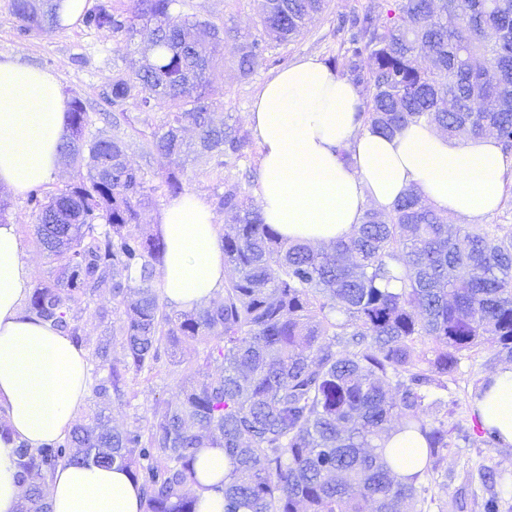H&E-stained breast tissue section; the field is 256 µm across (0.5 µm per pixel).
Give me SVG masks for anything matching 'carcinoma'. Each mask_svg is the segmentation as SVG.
<instances>
[{
  "mask_svg": "<svg viewBox=\"0 0 512 512\" xmlns=\"http://www.w3.org/2000/svg\"><path fill=\"white\" fill-rule=\"evenodd\" d=\"M179 0H102L82 23L119 43L139 41L144 63L112 78L103 100L112 124L130 122L134 102L161 127L144 139L166 160L158 180L133 167L120 137L90 133L92 117L70 103L59 147L76 177L55 191L36 187L27 204L38 245L57 263L33 288L26 313L83 346L81 313L105 288L119 318L88 388L94 408L64 438L15 447L19 512H51L43 484L63 464L116 466L139 484L146 512H196L199 449L222 448L230 468L215 489L224 512H429L437 467L451 447L448 377L466 352L489 344L512 361V231L463 224L448 232L418 188L388 210L366 211L347 240L324 247L290 242L264 223L241 184L224 181L217 210L224 267L231 274L209 304L168 311L153 280L166 245L146 234L141 211L157 192L183 191L180 133L197 134L194 161L219 174L247 159L251 132L215 122L210 73L236 60L242 77L291 42L328 0H261L263 36L241 39L209 18L177 20ZM24 34L61 28L58 0H9ZM345 46L339 74L366 92L357 119L392 135L410 123L450 136L495 135L512 154V0H380L338 16ZM186 345L196 361L183 364ZM187 372L173 399L158 400L145 429L112 422L128 375L162 357ZM216 369V377L209 371ZM419 434L424 464L399 478L392 433Z\"/></svg>",
  "mask_w": 512,
  "mask_h": 512,
  "instance_id": "1",
  "label": "carcinoma"
}]
</instances>
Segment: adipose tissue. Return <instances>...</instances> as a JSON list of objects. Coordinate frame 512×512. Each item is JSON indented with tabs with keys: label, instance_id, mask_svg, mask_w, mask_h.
<instances>
[{
	"label": "adipose tissue",
	"instance_id": "1",
	"mask_svg": "<svg viewBox=\"0 0 512 512\" xmlns=\"http://www.w3.org/2000/svg\"><path fill=\"white\" fill-rule=\"evenodd\" d=\"M361 87L315 57H303L267 81L247 121L260 145L259 206L265 223L290 241L350 237L367 209H388L410 186L449 217L476 222L501 204L512 161L495 136L451 137L412 124L391 136L357 122ZM68 99L57 77L0 53V186L21 194L48 182L61 162ZM346 149L350 161L338 151ZM166 253L162 291L191 309L224 286L216 217L201 196L168 202L160 217ZM33 285L16 225L0 224V512H18L22 489L15 447L65 437L88 397L89 358L65 333L28 316ZM475 410L484 427L512 445V366L498 369ZM228 467L220 448L202 449L190 492L199 512H224L214 488ZM52 512H145L138 485L118 468L62 465L46 481Z\"/></svg>",
	"mask_w": 512,
	"mask_h": 512
}]
</instances>
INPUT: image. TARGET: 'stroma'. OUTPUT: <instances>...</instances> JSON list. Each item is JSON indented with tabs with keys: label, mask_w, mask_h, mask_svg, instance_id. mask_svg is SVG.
Listing matches in <instances>:
<instances>
[{
	"label": "stroma",
	"mask_w": 512,
	"mask_h": 512,
	"mask_svg": "<svg viewBox=\"0 0 512 512\" xmlns=\"http://www.w3.org/2000/svg\"><path fill=\"white\" fill-rule=\"evenodd\" d=\"M369 0H331L328 10L313 20L307 31L294 41L277 46L276 54L293 63L304 56L327 60L340 56V38L335 33L336 18L362 10ZM179 16L202 15L211 18L238 35L249 38L263 34L257 0H183L176 10ZM0 52L20 55L24 60L57 76L68 99L92 103L95 109L93 133L112 137L111 123L103 119L105 106L98 98L117 72H133L139 65L136 48L117 46L103 34L87 29L82 23L64 26L49 36L17 32V21L8 0H0ZM277 72L276 67L262 65L246 79L240 78L232 57H225L212 77V89L217 101L216 111L228 123L244 124L245 114L262 86ZM133 115L131 126L118 132L129 145L128 157L133 166L148 174L161 172L162 159L141 152V133L157 129L165 108L157 106L149 122L138 120L136 104H128ZM0 197L6 198L8 222L16 224L20 235L23 258L32 263L34 283L52 281L55 265L35 241V218L27 205L26 194H13L0 187ZM493 350L483 347L463 356L457 373L448 380V388L458 401L453 415L452 451L442 464L441 477L432 486V494L444 502L446 512H484L483 504L497 496L499 512H512V446L487 447L472 440L474 400L481 384L499 369ZM180 389V370L169 362H161L152 372L130 376L124 401L112 403L110 411L116 421L127 427H146L150 408L158 399H171Z\"/></svg>",
	"instance_id": "35a3bbf8"
}]
</instances>
